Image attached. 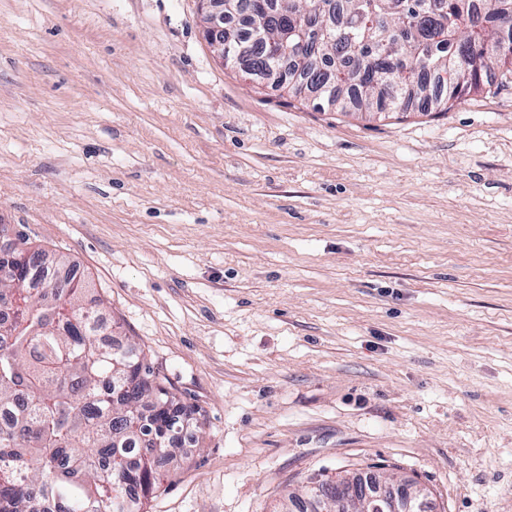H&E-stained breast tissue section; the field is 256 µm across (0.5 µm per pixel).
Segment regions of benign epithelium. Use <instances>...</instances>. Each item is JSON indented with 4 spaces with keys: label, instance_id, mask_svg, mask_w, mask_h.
<instances>
[{
    "label": "benign epithelium",
    "instance_id": "1",
    "mask_svg": "<svg viewBox=\"0 0 512 512\" xmlns=\"http://www.w3.org/2000/svg\"><path fill=\"white\" fill-rule=\"evenodd\" d=\"M205 37L223 66L236 68L247 48L224 32V0H198ZM308 512H422L431 492L411 478L386 483L370 474L307 482Z\"/></svg>",
    "mask_w": 512,
    "mask_h": 512
}]
</instances>
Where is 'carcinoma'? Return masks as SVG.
<instances>
[{
	"label": "carcinoma",
	"mask_w": 512,
	"mask_h": 512,
	"mask_svg": "<svg viewBox=\"0 0 512 512\" xmlns=\"http://www.w3.org/2000/svg\"><path fill=\"white\" fill-rule=\"evenodd\" d=\"M257 0H233L224 25L255 48L247 67L274 78L278 65L256 48L285 44L294 74L356 109L386 116L413 104L426 112L512 75V0H438L437 12L411 30L407 0H336V16L320 0H263L270 18L253 28ZM325 27L351 62L370 58L362 78L313 52L308 21ZM469 53L464 69L448 66ZM409 85L385 101L377 86ZM20 243L0 245V307L18 292L25 306L0 313V512H145L161 467L181 457L182 425L192 411L179 403L141 347L112 336L90 282L61 279L66 260L37 253L14 264Z\"/></svg>",
	"instance_id": "carcinoma-1"
}]
</instances>
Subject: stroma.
Returning <instances> with one entry per match:
<instances>
[{
  "label": "stroma",
  "mask_w": 512,
  "mask_h": 512,
  "mask_svg": "<svg viewBox=\"0 0 512 512\" xmlns=\"http://www.w3.org/2000/svg\"><path fill=\"white\" fill-rule=\"evenodd\" d=\"M0 221L195 408L148 512L411 476L512 512V82L320 110L222 66L198 0H0Z\"/></svg>",
  "instance_id": "stroma-1"
}]
</instances>
